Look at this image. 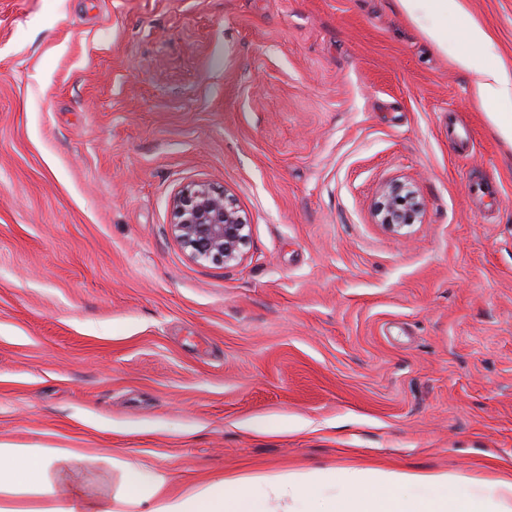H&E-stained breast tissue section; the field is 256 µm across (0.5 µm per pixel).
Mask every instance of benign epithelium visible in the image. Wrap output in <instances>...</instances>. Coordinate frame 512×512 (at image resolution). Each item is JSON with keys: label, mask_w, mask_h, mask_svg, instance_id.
Instances as JSON below:
<instances>
[{"label": "benign epithelium", "mask_w": 512, "mask_h": 512, "mask_svg": "<svg viewBox=\"0 0 512 512\" xmlns=\"http://www.w3.org/2000/svg\"><path fill=\"white\" fill-rule=\"evenodd\" d=\"M381 223L400 231L422 221L423 203L414 186L391 180L376 204ZM171 231L191 260L221 266L239 264L246 255L251 229L226 189L188 184L171 201Z\"/></svg>", "instance_id": "7a95c632"}]
</instances>
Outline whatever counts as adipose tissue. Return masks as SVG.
Returning <instances> with one entry per match:
<instances>
[{
	"label": "adipose tissue",
	"instance_id": "obj_1",
	"mask_svg": "<svg viewBox=\"0 0 512 512\" xmlns=\"http://www.w3.org/2000/svg\"><path fill=\"white\" fill-rule=\"evenodd\" d=\"M408 15L431 16L424 35L448 45V16L460 0H397ZM473 75L475 99L497 133L512 143V77L478 56L459 54ZM338 483L339 495L322 490ZM166 477L141 461L87 448L18 447L0 442V512H512V479L465 482L444 472L353 467L325 473L223 476L166 491Z\"/></svg>",
	"mask_w": 512,
	"mask_h": 512
}]
</instances>
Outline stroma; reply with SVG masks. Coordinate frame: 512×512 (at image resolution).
Returning <instances> with one entry per match:
<instances>
[{"mask_svg":"<svg viewBox=\"0 0 512 512\" xmlns=\"http://www.w3.org/2000/svg\"><path fill=\"white\" fill-rule=\"evenodd\" d=\"M461 2L512 74V0ZM469 50L397 0H0V441L173 484L512 478V145ZM394 179L425 207L398 233ZM201 182L238 265L171 233ZM423 210V203L411 183L391 180L381 186L376 215L388 228L400 231L421 223ZM171 231L191 260L221 266L239 264L251 229L226 189L188 184L171 201Z\"/></svg>","mask_w":512,"mask_h":512,"instance_id":"35a3bbf8","label":"stroma"}]
</instances>
